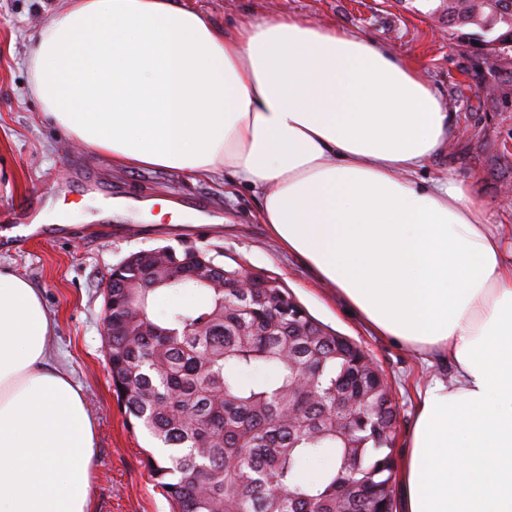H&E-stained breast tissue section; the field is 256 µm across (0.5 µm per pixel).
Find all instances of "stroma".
<instances>
[{"label": "stroma", "mask_w": 512, "mask_h": 512, "mask_svg": "<svg viewBox=\"0 0 512 512\" xmlns=\"http://www.w3.org/2000/svg\"><path fill=\"white\" fill-rule=\"evenodd\" d=\"M68 0H0V213L26 209L62 184L77 191L80 210L69 232L48 227L33 238L0 233V267L39 290L55 327L48 344L57 363L81 388L95 423L91 462L94 512H172L147 465L162 450L131 426L112 390L103 335L104 292L113 266L132 253L170 246L223 249L278 276L319 321L357 343L387 378L397 410L395 455L407 453L417 389L431 377L450 376L442 363L374 334L319 283L303 262L283 250L258 218L259 198L229 178L200 179L176 169H126L106 156L73 149L68 134L41 114L29 93L25 57L32 36ZM215 24L267 14L295 15L362 33L415 60L454 114L455 134L424 169L431 180L455 175L470 181L487 203L492 223L512 239V65L475 58L459 43L439 0H180ZM83 162L72 180L70 167ZM179 203L101 220L106 195Z\"/></svg>", "instance_id": "stroma-1"}]
</instances>
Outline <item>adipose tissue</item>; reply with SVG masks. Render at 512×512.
<instances>
[{
	"label": "adipose tissue",
	"instance_id": "ef3b65f1",
	"mask_svg": "<svg viewBox=\"0 0 512 512\" xmlns=\"http://www.w3.org/2000/svg\"><path fill=\"white\" fill-rule=\"evenodd\" d=\"M27 67L74 142L117 167L231 174L375 334L451 365L417 393L403 512H512V240L466 180L417 181L454 131L417 62L299 17L69 0ZM52 328L0 267V512H93L95 425Z\"/></svg>",
	"mask_w": 512,
	"mask_h": 512
}]
</instances>
